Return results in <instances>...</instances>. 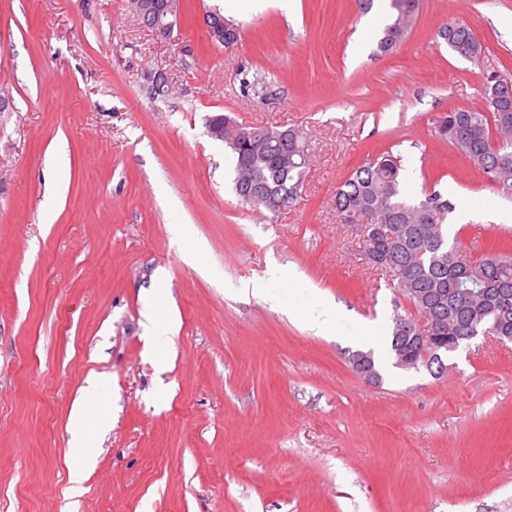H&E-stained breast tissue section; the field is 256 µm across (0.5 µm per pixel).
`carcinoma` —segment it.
<instances>
[{
	"mask_svg": "<svg viewBox=\"0 0 512 512\" xmlns=\"http://www.w3.org/2000/svg\"><path fill=\"white\" fill-rule=\"evenodd\" d=\"M420 0H388V22L378 43L379 51H395L411 31ZM439 36L457 56L478 62L486 47L467 24L450 21ZM497 72L485 75L482 110H454L436 121L437 136L457 148L479 170L496 192L512 199V99L497 106L492 86ZM224 119V145L234 162V190L241 202L273 215L288 208L298 197L311 160L303 133L237 123ZM335 208L346 224L358 226L362 235V260L374 269L372 245L367 241L370 225L390 226L391 243L384 249L386 265L380 269L389 285L417 309L428 310L439 321L440 336L465 333L475 324L477 335H512V253L494 252L479 258L459 257L457 241L448 239V214L454 210L450 199L439 193L422 200L405 192L399 157L386 153L359 165L337 187ZM460 288H488V302L473 309L472 301L458 294ZM502 294L509 319H498L497 294ZM401 315L393 320L387 350L415 349L407 337L398 338Z\"/></svg>",
	"mask_w": 512,
	"mask_h": 512,
	"instance_id": "obj_1",
	"label": "carcinoma"
}]
</instances>
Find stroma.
<instances>
[{
  "instance_id": "obj_1",
  "label": "stroma",
  "mask_w": 512,
  "mask_h": 512,
  "mask_svg": "<svg viewBox=\"0 0 512 512\" xmlns=\"http://www.w3.org/2000/svg\"><path fill=\"white\" fill-rule=\"evenodd\" d=\"M224 2L180 0L161 40L128 0H0V512H512V344L477 337L441 377L393 367L384 343L406 303L333 205L390 152L410 198L449 196L468 255L512 249L493 209L512 202L434 128L482 107L484 72L512 79V0H421L389 55L384 0H297L289 17L238 0L228 49L203 24ZM451 20L483 61L439 38ZM160 70L172 88L154 98ZM245 71L270 94L243 96ZM216 112L303 131L312 164L291 207L241 203L206 132ZM276 267L370 324L379 380L353 371L349 337L240 295ZM160 276L166 337L143 318ZM99 375L112 423L88 416L84 468L69 414ZM439 36L448 43L450 50L457 56L479 62L486 53V47L467 24L460 21H448Z\"/></svg>"
}]
</instances>
